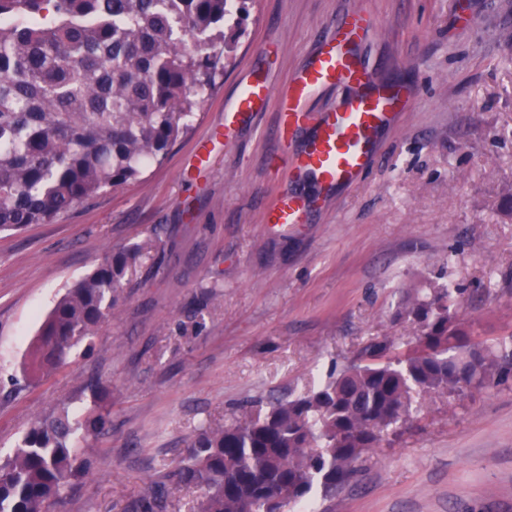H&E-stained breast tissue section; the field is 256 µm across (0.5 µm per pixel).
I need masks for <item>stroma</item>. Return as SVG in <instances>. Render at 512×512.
<instances>
[{"label":"stroma","mask_w":512,"mask_h":512,"mask_svg":"<svg viewBox=\"0 0 512 512\" xmlns=\"http://www.w3.org/2000/svg\"><path fill=\"white\" fill-rule=\"evenodd\" d=\"M368 9L377 31L358 54L377 81L412 95L380 129L361 182L324 195L307 223L263 224L293 190L272 169L268 104L213 141L248 81L281 93L336 20ZM233 62L162 163L47 224L0 232V455L28 425L109 396L88 438L93 469L46 512H133L162 485L167 512L195 491L167 483L201 425L254 400L309 388L370 340L414 341L396 320L434 286L464 291L470 341L512 338V0H255ZM145 256L116 309L65 365L31 381L45 317L107 253ZM319 512H512V386L432 395L388 431L357 477Z\"/></svg>","instance_id":"obj_1"}]
</instances>
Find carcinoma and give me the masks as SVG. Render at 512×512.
<instances>
[{
	"label": "carcinoma",
	"mask_w": 512,
	"mask_h": 512,
	"mask_svg": "<svg viewBox=\"0 0 512 512\" xmlns=\"http://www.w3.org/2000/svg\"><path fill=\"white\" fill-rule=\"evenodd\" d=\"M253 0H0V231L46 224L141 178L190 127L245 33ZM141 249L109 252L54 306L29 364L38 379L112 316ZM461 289L437 287L399 317L407 352L385 337L324 383L224 425H204L165 478L200 489L192 512H285L326 499L359 472L381 434L431 393L512 383V342L465 343ZM30 424L0 457V512H44L88 472L83 445L107 424L105 391ZM163 512L162 489L137 504Z\"/></svg>",
	"instance_id": "cac0c4a2"
}]
</instances>
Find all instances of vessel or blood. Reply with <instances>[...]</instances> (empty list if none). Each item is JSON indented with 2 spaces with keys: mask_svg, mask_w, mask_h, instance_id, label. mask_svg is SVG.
Returning a JSON list of instances; mask_svg holds the SVG:
<instances>
[{
  "mask_svg": "<svg viewBox=\"0 0 512 512\" xmlns=\"http://www.w3.org/2000/svg\"><path fill=\"white\" fill-rule=\"evenodd\" d=\"M374 29L367 10L348 12L308 64L292 75L283 92L272 94L260 82L246 85L224 110L225 133H232L245 116L275 102L281 147L272 161L276 172L294 179L313 177L326 190L356 183L372 160L376 132L395 117L407 98L404 88L375 82L354 52ZM342 82L353 84L357 95L323 115L307 109L311 95ZM309 125L315 133L305 148L298 154L289 153V131ZM319 203L316 197L282 194L264 211L263 221L275 226L300 224L308 209Z\"/></svg>",
  "mask_w": 512,
  "mask_h": 512,
  "instance_id": "vessel-or-blood-1",
  "label": "vessel or blood"
}]
</instances>
